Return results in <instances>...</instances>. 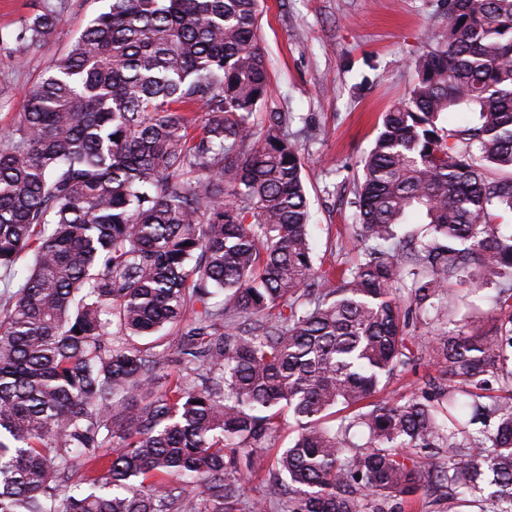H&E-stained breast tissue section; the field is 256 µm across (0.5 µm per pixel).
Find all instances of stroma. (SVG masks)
<instances>
[{"instance_id":"obj_1","label":"stroma","mask_w":512,"mask_h":512,"mask_svg":"<svg viewBox=\"0 0 512 512\" xmlns=\"http://www.w3.org/2000/svg\"><path fill=\"white\" fill-rule=\"evenodd\" d=\"M47 4L55 31L25 66L0 50V134L16 126L26 93L109 0H0V34L11 35ZM259 9L271 92L254 120L261 127L268 113L288 115L304 162L314 265L335 286L362 254L354 220L361 161L383 113L413 84L416 58L446 28L447 0H259ZM494 295L485 284L476 296H458L453 318L472 315L490 329L498 315ZM446 372L443 362L421 358L380 386L374 400L421 394Z\"/></svg>"}]
</instances>
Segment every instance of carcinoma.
I'll return each mask as SVG.
<instances>
[{
    "instance_id": "carcinoma-1",
    "label": "carcinoma",
    "mask_w": 512,
    "mask_h": 512,
    "mask_svg": "<svg viewBox=\"0 0 512 512\" xmlns=\"http://www.w3.org/2000/svg\"><path fill=\"white\" fill-rule=\"evenodd\" d=\"M258 22V0H111L0 138V271L34 256L0 304V512H234L266 448L281 512H404L421 488L512 512V0H448L364 157L373 246L338 288L313 267L288 115L252 122ZM53 29L21 19L15 62ZM411 219L441 244L407 270L380 247ZM477 276L493 330L407 335L397 289L451 311ZM188 311L165 351L112 343ZM425 354L448 383L327 425Z\"/></svg>"
}]
</instances>
